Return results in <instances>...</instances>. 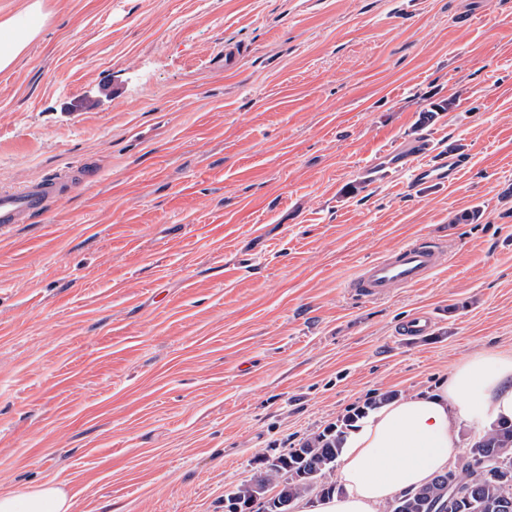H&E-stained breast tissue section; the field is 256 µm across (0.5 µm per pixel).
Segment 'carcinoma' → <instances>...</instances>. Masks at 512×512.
Returning a JSON list of instances; mask_svg holds the SVG:
<instances>
[{
    "label": "carcinoma",
    "instance_id": "1",
    "mask_svg": "<svg viewBox=\"0 0 512 512\" xmlns=\"http://www.w3.org/2000/svg\"><path fill=\"white\" fill-rule=\"evenodd\" d=\"M389 398V394L382 395L365 408L346 415L342 426L327 429L299 447L288 449L277 457V462L266 463L263 475L236 486L227 499L246 500L256 495L262 500L257 512H288L291 503L314 490L320 498L335 493L336 483L326 481V475L336 466L346 430ZM483 456H497L512 465V422L492 424L466 449L456 469L439 474L429 484L396 498V506L390 512H430L432 501L441 496L447 480L455 484L460 494L452 512H512V482L485 478L473 464L475 458ZM281 477L284 483L280 490L271 497L266 496L268 486Z\"/></svg>",
    "mask_w": 512,
    "mask_h": 512
}]
</instances>
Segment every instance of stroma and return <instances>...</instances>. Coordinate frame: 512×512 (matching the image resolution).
<instances>
[{
    "mask_svg": "<svg viewBox=\"0 0 512 512\" xmlns=\"http://www.w3.org/2000/svg\"><path fill=\"white\" fill-rule=\"evenodd\" d=\"M45 5L0 71V190L91 175L0 233V492L224 512L379 394L512 351V0ZM422 140L453 184L392 169ZM416 239L446 249L425 283L347 294Z\"/></svg>",
    "mask_w": 512,
    "mask_h": 512,
    "instance_id": "stroma-1",
    "label": "stroma"
}]
</instances>
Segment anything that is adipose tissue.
<instances>
[{
    "instance_id": "adipose-tissue-1",
    "label": "adipose tissue",
    "mask_w": 512,
    "mask_h": 512,
    "mask_svg": "<svg viewBox=\"0 0 512 512\" xmlns=\"http://www.w3.org/2000/svg\"><path fill=\"white\" fill-rule=\"evenodd\" d=\"M48 18L44 0H27L21 12L0 20V71L12 66ZM501 419L512 420V353L482 351L457 365L435 391L394 400L349 430L338 463L342 490L315 512H379L448 469L460 424L481 434ZM71 508L53 484L0 493V512Z\"/></svg>"
}]
</instances>
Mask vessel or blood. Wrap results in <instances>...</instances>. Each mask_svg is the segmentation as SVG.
<instances>
[{"mask_svg":"<svg viewBox=\"0 0 512 512\" xmlns=\"http://www.w3.org/2000/svg\"><path fill=\"white\" fill-rule=\"evenodd\" d=\"M426 144H418L413 154L403 157V168L410 170L416 184L454 182L465 165L463 157L449 154L437 161L424 160ZM58 176H43L11 191L0 192V230L24 224L45 214L66 196ZM443 256L442 248L430 240H416L364 264L349 282L351 292L365 298H381L395 287H410L424 282L436 270Z\"/></svg>","mask_w":512,"mask_h":512,"instance_id":"b4317fda","label":"vessel or blood"}]
</instances>
